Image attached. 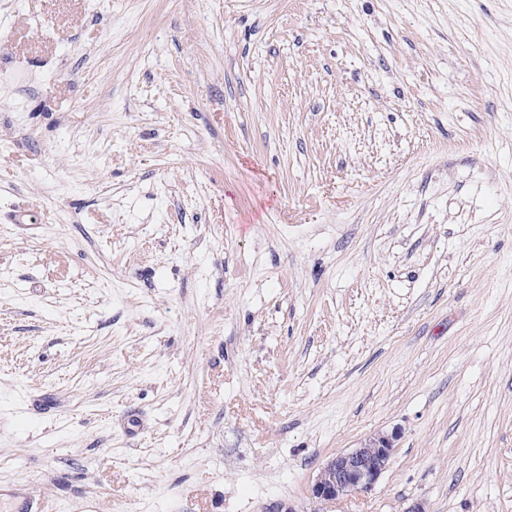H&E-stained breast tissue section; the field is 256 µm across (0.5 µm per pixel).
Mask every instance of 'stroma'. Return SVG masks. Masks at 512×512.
I'll list each match as a JSON object with an SVG mask.
<instances>
[{"mask_svg": "<svg viewBox=\"0 0 512 512\" xmlns=\"http://www.w3.org/2000/svg\"><path fill=\"white\" fill-rule=\"evenodd\" d=\"M0 489L512 512V0H0ZM395 440L394 435H376L359 448L326 460L311 487L313 498L328 506L344 496L371 490L387 468Z\"/></svg>", "mask_w": 512, "mask_h": 512, "instance_id": "1", "label": "stroma"}]
</instances>
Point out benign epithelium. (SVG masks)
Listing matches in <instances>:
<instances>
[{
    "instance_id": "1",
    "label": "benign epithelium",
    "mask_w": 512,
    "mask_h": 512,
    "mask_svg": "<svg viewBox=\"0 0 512 512\" xmlns=\"http://www.w3.org/2000/svg\"><path fill=\"white\" fill-rule=\"evenodd\" d=\"M395 436L376 435L358 448L340 452L321 466L311 487L313 498L322 506L344 496L372 489L394 453Z\"/></svg>"
}]
</instances>
